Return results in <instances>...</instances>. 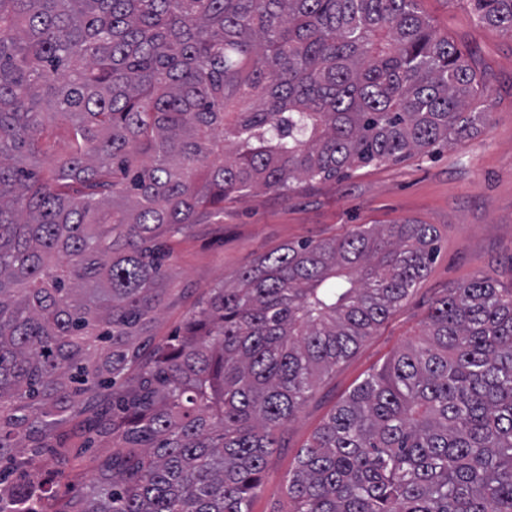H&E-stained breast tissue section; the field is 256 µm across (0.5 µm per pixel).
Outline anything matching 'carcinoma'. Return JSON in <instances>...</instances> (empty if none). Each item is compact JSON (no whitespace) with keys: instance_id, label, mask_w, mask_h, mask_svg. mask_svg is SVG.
Here are the masks:
<instances>
[{"instance_id":"cac0c4a2","label":"carcinoma","mask_w":512,"mask_h":512,"mask_svg":"<svg viewBox=\"0 0 512 512\" xmlns=\"http://www.w3.org/2000/svg\"><path fill=\"white\" fill-rule=\"evenodd\" d=\"M418 2L0 0V512H250L281 433L410 299L438 233L281 246L158 342L170 240L253 189L478 131L486 86ZM468 2L512 33V0ZM79 417L115 440L89 485L58 434ZM288 497L512 512V288L476 276L436 299L422 342L300 450Z\"/></svg>"}]
</instances>
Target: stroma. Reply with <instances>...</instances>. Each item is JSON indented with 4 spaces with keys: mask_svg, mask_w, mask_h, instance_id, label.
Instances as JSON below:
<instances>
[{
    "mask_svg": "<svg viewBox=\"0 0 512 512\" xmlns=\"http://www.w3.org/2000/svg\"><path fill=\"white\" fill-rule=\"evenodd\" d=\"M419 8L481 75L489 94L485 127L401 163L304 183L287 195L256 190L226 200L223 223L194 225L172 243L170 285L177 294L154 328L160 341L183 328L210 288L233 285L285 244L341 236L357 224L412 220L438 230V256L413 296L321 379L282 434L252 512H291L286 487L299 449L355 384L395 351L418 344L432 302L446 289L477 275L512 288V34L479 26L466 0H420Z\"/></svg>",
    "mask_w": 512,
    "mask_h": 512,
    "instance_id": "1",
    "label": "stroma"
}]
</instances>
